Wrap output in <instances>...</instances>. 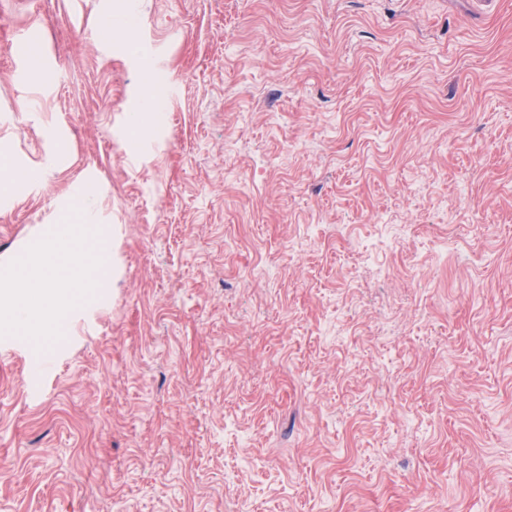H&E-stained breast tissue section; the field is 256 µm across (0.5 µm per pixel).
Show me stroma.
<instances>
[{"label":"stroma","mask_w":512,"mask_h":512,"mask_svg":"<svg viewBox=\"0 0 512 512\" xmlns=\"http://www.w3.org/2000/svg\"><path fill=\"white\" fill-rule=\"evenodd\" d=\"M16 167L0 267L87 179L112 272L0 338V512H512V0H0Z\"/></svg>","instance_id":"1"}]
</instances>
